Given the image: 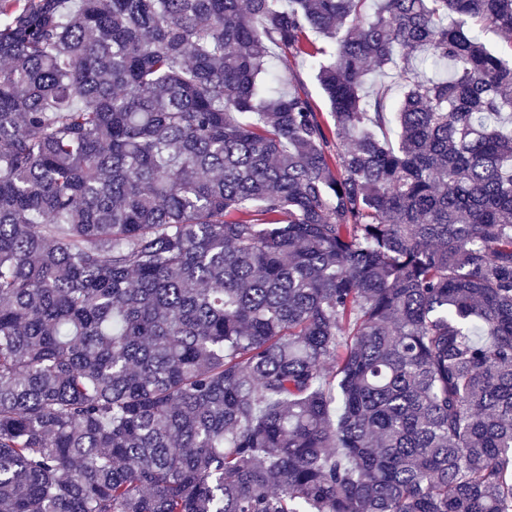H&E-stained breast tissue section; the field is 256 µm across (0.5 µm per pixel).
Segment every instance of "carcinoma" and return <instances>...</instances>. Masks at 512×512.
Listing matches in <instances>:
<instances>
[{
	"instance_id": "obj_1",
	"label": "carcinoma",
	"mask_w": 512,
	"mask_h": 512,
	"mask_svg": "<svg viewBox=\"0 0 512 512\" xmlns=\"http://www.w3.org/2000/svg\"><path fill=\"white\" fill-rule=\"evenodd\" d=\"M487 26L512 0H0V512H512Z\"/></svg>"
}]
</instances>
